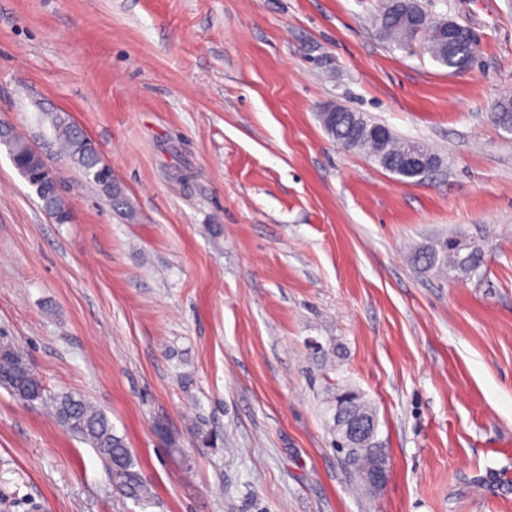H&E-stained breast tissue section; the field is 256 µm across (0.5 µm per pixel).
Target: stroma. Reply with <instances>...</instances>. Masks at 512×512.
<instances>
[{
    "mask_svg": "<svg viewBox=\"0 0 512 512\" xmlns=\"http://www.w3.org/2000/svg\"><path fill=\"white\" fill-rule=\"evenodd\" d=\"M384 0H0V122L55 172L58 223L0 147V336L127 438L150 495L0 388V512H512V0H421L470 68L383 39ZM334 104L426 143L404 178ZM62 116L127 203L61 152ZM479 244L477 273L415 248ZM377 412L388 480L327 403ZM322 112L332 125L336 123L331 128L324 126L332 139L346 148L366 151L383 168L394 174L398 173L401 166L403 173L406 175L424 177L438 166L436 161L424 160L419 155H412L402 162L403 156L413 144L423 146L435 159H437V156L434 153L432 154L423 143L400 139L392 131L384 141L374 140L371 138V131L378 126L379 122L371 120L361 113L349 112L335 105L325 107ZM340 112L347 113L344 114L343 120L336 122V118L343 115ZM456 236L443 238L418 248L411 256L412 264L422 272L448 268L461 275L476 273L482 265L479 246L463 245ZM336 407L339 406L342 408L343 412H361L368 413L373 419L376 420L375 410L366 400L363 399L361 395H358L355 392H350L345 389L336 391L335 396ZM379 462V459L374 451L370 448H362L357 450L352 455V465L360 472L367 473L369 470L373 469ZM387 479V469L384 464L377 466L375 469L371 470L366 475V480L375 485V486H383ZM368 483V484H369ZM369 484V488L372 490H378L380 488H374L375 486ZM373 486V487H371Z\"/></svg>",
    "mask_w": 512,
    "mask_h": 512,
    "instance_id": "1",
    "label": "stroma"
}]
</instances>
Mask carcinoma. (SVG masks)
I'll list each match as a JSON object with an SVG mask.
<instances>
[{"label":"carcinoma","instance_id":"cac0c4a2","mask_svg":"<svg viewBox=\"0 0 512 512\" xmlns=\"http://www.w3.org/2000/svg\"><path fill=\"white\" fill-rule=\"evenodd\" d=\"M424 12L419 0H387L378 18L381 36L401 47L418 41L435 63L450 71L460 70L463 62L473 59L474 46L467 42L449 45L435 29L415 28L410 22L411 16ZM376 126L378 122L352 111L344 114V119L326 132L340 145L367 152L383 168L396 174L413 142L400 139L393 133L381 142L376 141L371 138V131ZM54 128L74 164L86 175H94L101 159L92 142L61 117ZM5 137L10 142V152L16 163L28 171L36 170V154L29 143L11 129L5 131ZM42 204L61 221H67L69 212L60 193L45 196ZM411 262L424 273L446 268L467 276L481 267L482 252L479 246H466L458 237L451 236L418 248L412 254ZM31 374L32 369L22 351L13 343L0 340V386L29 405L50 407L61 425L106 459L113 481L125 495L134 500L146 497L149 494L147 485L134 470L132 453L125 437L115 432L108 417L80 395H46L43 386H31ZM335 402L344 412H361L376 417L371 404L355 392L339 390ZM378 462L376 453L369 448L359 449L352 455V465L361 473L373 469Z\"/></svg>","mask_w":512,"mask_h":512}]
</instances>
